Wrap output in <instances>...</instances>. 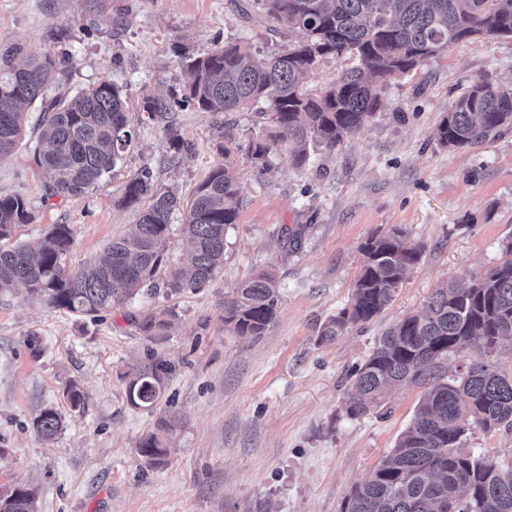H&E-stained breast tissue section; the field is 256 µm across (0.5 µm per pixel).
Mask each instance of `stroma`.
Segmentation results:
<instances>
[{
    "instance_id": "stroma-1",
    "label": "stroma",
    "mask_w": 512,
    "mask_h": 512,
    "mask_svg": "<svg viewBox=\"0 0 512 512\" xmlns=\"http://www.w3.org/2000/svg\"><path fill=\"white\" fill-rule=\"evenodd\" d=\"M227 41L271 54L284 37L252 0H0V50L61 59L55 86L63 92L111 82L133 126L131 145L96 187L64 198L34 163L42 107L27 106L21 140L0 158V196L24 197L32 214L18 240L69 225L64 265L72 271L137 222L138 208L121 198L142 170L186 199L225 163L244 189L224 265L197 292L161 287L97 322L50 309L22 287L0 299V485L37 488L38 512H340L394 448L421 395L395 388L380 408L352 417L350 373L388 326L422 313L441 282L469 280L504 258L512 129L451 150L436 128L471 83L512 82L511 39L461 42L399 77L372 123L335 148L316 147L302 168L254 113L183 103L184 56ZM153 99L168 109L152 119ZM175 134L194 142L193 155L173 157ZM253 140L269 142L263 159L246 154ZM396 226L422 245L420 261L379 315L322 341L323 323L351 297L361 243ZM263 270L280 289L277 320L264 336H237L224 322V296ZM159 311L170 322L165 334L142 335L138 319ZM156 356L170 366L163 398L150 411L133 407L125 374ZM73 384L84 407L70 404ZM47 408L63 417L52 440L32 427ZM172 414L171 453L165 464H148L137 445ZM463 448L512 467V429L471 426Z\"/></svg>"
}]
</instances>
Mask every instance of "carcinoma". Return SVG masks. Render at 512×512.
<instances>
[{
	"instance_id": "cac0c4a2",
	"label": "carcinoma",
	"mask_w": 512,
	"mask_h": 512,
	"mask_svg": "<svg viewBox=\"0 0 512 512\" xmlns=\"http://www.w3.org/2000/svg\"><path fill=\"white\" fill-rule=\"evenodd\" d=\"M285 30L289 44L263 55L226 42L202 57H184V98L205 112H248L274 129V141L294 167L309 160L312 146L333 148L367 126L381 93L450 47L474 36L512 38V0H261ZM18 47L0 51V158L16 146L25 125L24 105L41 100L34 160L56 194L80 196L111 171L131 143L126 101L102 81L73 95L46 97L61 63L45 55L24 66L13 64ZM328 56L356 62L327 84L309 89L304 79ZM512 128V84L482 80L470 85L437 127L441 146L461 149ZM122 202L145 203L138 224L113 240L106 256L69 272L62 258L72 230L56 224L42 238L11 243L30 223L28 202L0 196V295L23 285L53 309L93 322L112 307L132 300L146 284L167 273L172 293L200 289L224 264L228 229L243 208L240 184L227 167L216 166L184 202L155 187L148 170L126 184ZM186 212L182 233L191 250L182 266L169 267L166 241L171 216ZM364 264L347 305L322 326L332 341L350 326L364 324L392 301L422 245L400 228L379 232L360 246ZM503 261L462 282L450 279L429 296L423 314L390 325L372 353L351 375L347 411L363 416L380 407L392 385L419 387L414 417L393 450L370 477L355 486L341 512H512V468L487 455L462 451L469 427H512V373L496 361L466 362L448 375V356L462 358L473 348L495 353L512 339V240L502 245ZM281 294L273 273L262 272L224 296V322L236 335L258 338L277 319ZM147 336H162L166 313L140 323ZM169 368L157 361L129 373L126 394L135 407L151 409L166 389ZM172 415L159 431L141 439L138 453L154 465L168 456L163 434L174 430ZM45 439L63 423L52 408L32 421ZM37 492L25 486L0 487V512H35Z\"/></svg>"
}]
</instances>
